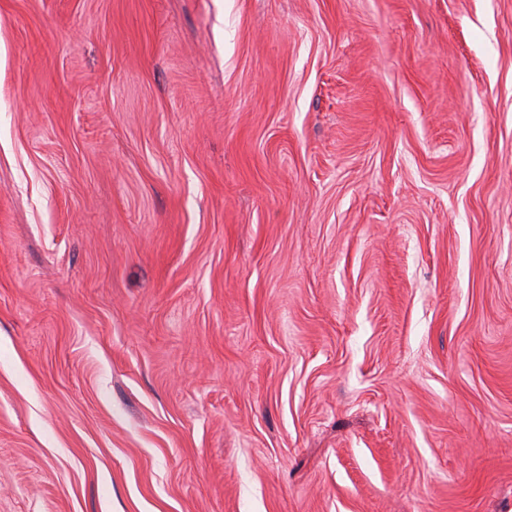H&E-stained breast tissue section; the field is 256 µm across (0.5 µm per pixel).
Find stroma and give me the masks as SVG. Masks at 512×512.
I'll use <instances>...</instances> for the list:
<instances>
[{"label":"stroma","instance_id":"stroma-1","mask_svg":"<svg viewBox=\"0 0 512 512\" xmlns=\"http://www.w3.org/2000/svg\"><path fill=\"white\" fill-rule=\"evenodd\" d=\"M0 512H512V0H0Z\"/></svg>","mask_w":512,"mask_h":512}]
</instances>
